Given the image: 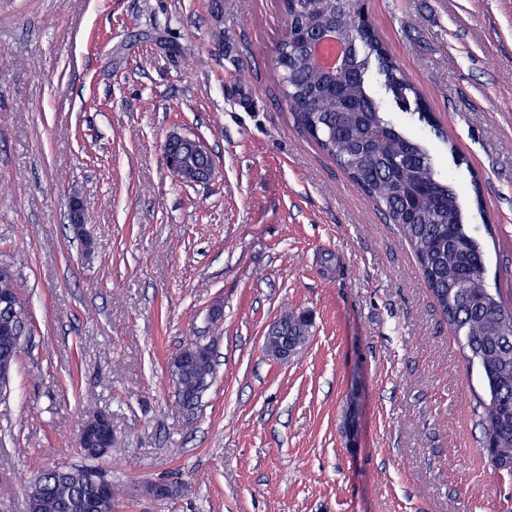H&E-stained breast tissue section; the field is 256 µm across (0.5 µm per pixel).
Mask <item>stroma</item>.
Here are the masks:
<instances>
[{
  "instance_id": "stroma-1",
  "label": "stroma",
  "mask_w": 512,
  "mask_h": 512,
  "mask_svg": "<svg viewBox=\"0 0 512 512\" xmlns=\"http://www.w3.org/2000/svg\"><path fill=\"white\" fill-rule=\"evenodd\" d=\"M437 123L383 102L433 148L473 217L489 286L512 303V0H367ZM278 0H0V261L31 316L0 402V512L38 470L88 463L114 512H503L474 412L484 383L440 323L416 258L282 103ZM205 142V184L168 169ZM79 198L94 244L71 229ZM312 337L264 338L289 309ZM211 345L183 407L168 365ZM152 484L177 487L160 499ZM181 137L172 135L169 138V151L178 168L172 166L173 160L171 158H166L168 168H176L170 171L183 182L191 183L197 180L204 182L211 168L209 154L197 149L195 139H182ZM280 323L281 330L267 337L266 347L277 349L282 340L288 338L291 348L300 351L312 335L313 322L311 318L306 313L291 311L281 317ZM268 353L277 360H286L291 356V350L288 347H281L276 351H268Z\"/></svg>"
}]
</instances>
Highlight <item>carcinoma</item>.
<instances>
[{"mask_svg":"<svg viewBox=\"0 0 512 512\" xmlns=\"http://www.w3.org/2000/svg\"><path fill=\"white\" fill-rule=\"evenodd\" d=\"M280 7L286 23L273 63L282 100L298 128L376 203L386 222L401 229L441 322L485 379V395L478 398L483 442L512 457V307L500 289L485 285L483 251L470 233L455 187L436 171L429 147L386 115L367 75L377 68L385 93L405 107L414 99L415 110L430 124L425 100L376 33L365 0H281ZM329 36L360 45L359 53L338 67L320 66L314 52ZM169 151L177 164L175 176L187 183L206 180L211 159L197 149L196 140L173 135ZM28 320L21 302L16 310L0 311V326L7 323L12 329L11 335H0L1 366L16 362L14 339L25 335ZM280 323L281 330L267 337L266 347L276 349L285 338L295 350L307 344L313 328L307 314L291 311ZM201 347L189 345L192 356L173 378L188 408L214 378L213 356L197 353ZM113 446L109 432L102 450L84 439L80 450L97 458L111 453ZM90 471L89 466L65 465L38 472L28 488L34 512H113L112 494L90 478Z\"/></svg>","mask_w":512,"mask_h":512,"instance_id":"obj_1","label":"carcinoma"}]
</instances>
